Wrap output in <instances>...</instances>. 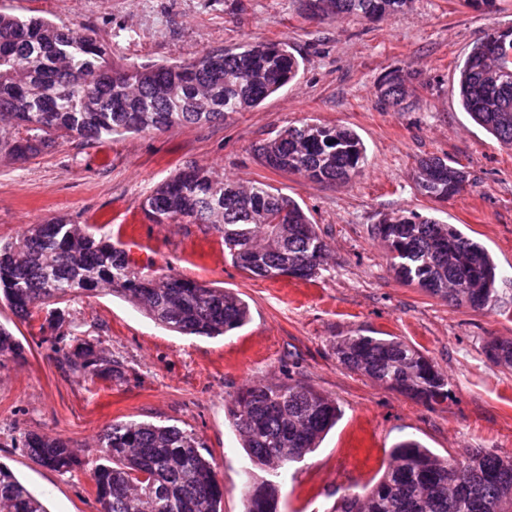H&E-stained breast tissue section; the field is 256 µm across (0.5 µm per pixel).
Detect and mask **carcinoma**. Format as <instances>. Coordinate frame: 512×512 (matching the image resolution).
<instances>
[{"label": "carcinoma", "instance_id": "obj_1", "mask_svg": "<svg viewBox=\"0 0 512 512\" xmlns=\"http://www.w3.org/2000/svg\"><path fill=\"white\" fill-rule=\"evenodd\" d=\"M313 19L355 16L379 20L412 0H305ZM300 69L280 42L249 41L205 49L188 61H112L93 32L39 17L0 13V129L23 125L10 144L25 159L50 141H86L122 133L166 132L207 125L259 107ZM409 69L387 73L378 87L385 109L402 110ZM452 92L462 110L500 143L512 146V25L477 41L461 64ZM258 163L322 183L361 176L366 147L353 130L304 123L286 126L255 145ZM421 194L447 201L474 184L466 167L441 157L418 161ZM154 224H208L224 238V254L253 277L311 281L325 268L327 244L300 205L272 185L247 186L205 168L185 166L142 202ZM382 240L396 277L454 307L495 305L497 265L488 250L451 224L412 211L383 215ZM78 294L117 295L147 317L182 334L216 338L242 328L248 303L238 294L138 265L129 251L97 239L65 218L32 224L0 243V299L27 322L47 310L62 363L85 382L108 381L120 362L66 328L59 308ZM338 361L402 396L432 404L448 397V379L412 345L360 333L338 336ZM486 356L512 367V339H490ZM0 357L20 359L23 347L0 326ZM336 400L301 383L246 386L228 409L231 426L254 466L276 475L315 452L336 424ZM23 447L60 474L89 468L100 512H222L224 485L198 438L177 426L116 422L100 434L97 455L53 435L30 432ZM245 512H277L279 486L246 481ZM0 512H46L43 503L0 463ZM334 512H512V454L474 448L442 457L415 440L397 443L380 479L338 499Z\"/></svg>", "mask_w": 512, "mask_h": 512}]
</instances>
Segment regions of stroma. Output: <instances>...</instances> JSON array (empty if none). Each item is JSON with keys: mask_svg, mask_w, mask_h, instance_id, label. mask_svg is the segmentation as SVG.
<instances>
[{"mask_svg": "<svg viewBox=\"0 0 512 512\" xmlns=\"http://www.w3.org/2000/svg\"><path fill=\"white\" fill-rule=\"evenodd\" d=\"M93 30L112 59L163 62L206 48L264 40L287 43L301 62L297 79L258 108L213 125L93 142L53 137L25 160L0 148V240L30 217H65L128 250L139 265L238 293L251 320L225 336L169 331L117 296L81 295L66 304L79 338L111 351L122 375L94 384L61 364L44 313L19 321L0 301V325L24 357L0 361V463L49 512H99L88 471L59 474L26 453L27 433L94 447L115 422L175 425L200 439L224 485L223 512H245L249 460L226 413L252 383H304L336 400L341 417L320 448L279 483L278 512H333L345 493L374 484L395 443L414 439L441 456L473 448L512 452V368L490 362L489 338H512V147L462 112L452 86L456 66L491 29L512 24V0L495 12L463 0H413L397 16L307 18L302 0H0V11ZM407 68L415 78L406 109L382 108L380 80ZM304 122L354 129L367 149L362 176L347 184L312 182L257 163L252 148ZM448 157L476 184L446 202L414 182L421 158ZM239 183L263 181L294 198L329 249L316 281L252 277L224 254L204 224H153L141 203L184 166ZM411 210L455 225L484 244L501 272L491 310L449 306L399 281L372 233L380 215ZM398 337L448 378L447 399L426 405L341 365L336 337Z\"/></svg>", "mask_w": 512, "mask_h": 512, "instance_id": "stroma-1", "label": "stroma"}]
</instances>
